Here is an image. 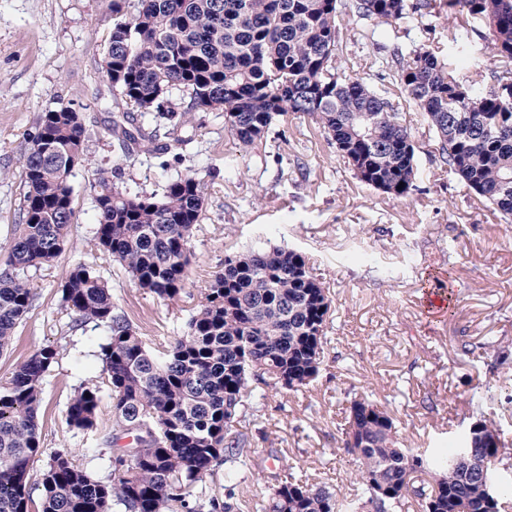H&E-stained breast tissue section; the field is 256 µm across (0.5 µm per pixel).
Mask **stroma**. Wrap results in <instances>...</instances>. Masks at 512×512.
I'll return each instance as SVG.
<instances>
[{
    "label": "stroma",
    "instance_id": "stroma-1",
    "mask_svg": "<svg viewBox=\"0 0 512 512\" xmlns=\"http://www.w3.org/2000/svg\"><path fill=\"white\" fill-rule=\"evenodd\" d=\"M112 0H0V260L22 219L21 153L43 112L69 106L93 123L88 158L71 177L76 222L61 253L33 272L34 307L0 355V378L47 343L57 364L43 379L38 411L44 452H71L100 473L88 451L112 430L103 399L97 430L67 426L77 387L99 382L95 356L103 329L73 331L57 286L77 263L93 266L119 308L159 344L183 335L191 313L224 258L281 245L300 252L329 288L333 313L325 359L304 391H268L243 422L258 462L247 495L266 491L275 466L297 465L312 482L348 489L356 459L341 428L354 398L365 396L393 416L405 443L430 452L453 447L473 422L470 397L489 390L505 441L512 444V224L470 195L434 160V134L412 109L404 114L419 147L417 189L394 199L359 183L319 125L307 116L279 119L263 142L242 151L224 132L219 112L195 113L187 150L123 155L102 130L111 97L95 98L99 64L112 32ZM193 172L205 206L190 242L189 278L181 297L164 303L138 288L124 270L95 251L93 196L106 175L151 195ZM450 271L454 289L428 286ZM497 340L485 358L460 350L461 340Z\"/></svg>",
    "mask_w": 512,
    "mask_h": 512
}]
</instances>
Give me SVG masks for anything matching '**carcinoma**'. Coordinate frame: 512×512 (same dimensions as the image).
<instances>
[{
	"mask_svg": "<svg viewBox=\"0 0 512 512\" xmlns=\"http://www.w3.org/2000/svg\"><path fill=\"white\" fill-rule=\"evenodd\" d=\"M116 14L101 61L112 88V120L104 131L130 155L151 151L164 136L183 148L191 113H224V132L247 152L280 117L316 121L362 184L391 198L416 190L417 147L387 87L336 66L346 45L341 21L355 24L374 49L373 65L420 112L436 137L435 158L480 200L512 223V0H112ZM448 51L376 39L382 24L421 31L442 15ZM469 71L461 72L459 65ZM488 74L485 84L472 76ZM189 95L185 110L162 111L172 90ZM155 113L147 130L129 108ZM90 130L71 107L44 113L28 142L22 169V221L14 225L0 269V354L36 297L29 272L50 265L75 224L71 176L87 155ZM93 245L145 292L177 300L190 268L189 243L205 203L193 173L160 195L132 194L102 176L93 199ZM58 291L71 328H103L97 358L112 400V433L94 449L108 462L97 477L57 451L41 460L37 413L42 381L58 362L52 343L38 348L0 380V512H241L234 489L255 465L241 430L250 400L266 389L298 392L318 376L332 300L303 255L271 247L225 256L205 289L188 330L151 346L114 302L93 267L74 266ZM492 341H461L481 357ZM100 385L75 390L66 423L94 428ZM344 448L360 468L342 496L291 473H270L251 512H392L409 496L422 512H500L512 500V476L494 498L459 460L474 453L487 469L506 448L485 414L446 453L430 457L404 447L389 411L367 398L351 401ZM43 461L31 496L33 465ZM224 467L225 495L203 484ZM431 470L429 487L416 473Z\"/></svg>",
	"mask_w": 512,
	"mask_h": 512,
	"instance_id": "obj_1",
	"label": "carcinoma"
}]
</instances>
